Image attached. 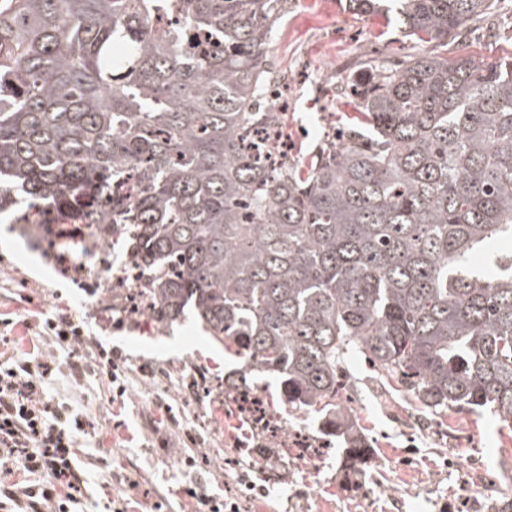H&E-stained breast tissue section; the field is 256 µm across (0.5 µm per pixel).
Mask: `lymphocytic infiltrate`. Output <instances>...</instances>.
Here are the masks:
<instances>
[{"mask_svg":"<svg viewBox=\"0 0 512 512\" xmlns=\"http://www.w3.org/2000/svg\"><path fill=\"white\" fill-rule=\"evenodd\" d=\"M13 319L0 320V512H76L87 491L78 466L82 441L95 424L79 406L49 399L46 386L61 363L80 370L96 367L118 382L121 371L111 353H90L86 328L75 316L40 312L23 324L48 354L7 353Z\"/></svg>","mask_w":512,"mask_h":512,"instance_id":"lymphocytic-infiltrate-1","label":"lymphocytic infiltrate"}]
</instances>
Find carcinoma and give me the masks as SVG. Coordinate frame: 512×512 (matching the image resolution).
Wrapping results in <instances>:
<instances>
[{
  "label": "carcinoma",
  "instance_id": "carcinoma-1",
  "mask_svg": "<svg viewBox=\"0 0 512 512\" xmlns=\"http://www.w3.org/2000/svg\"><path fill=\"white\" fill-rule=\"evenodd\" d=\"M283 0H0V211L122 235L137 307L188 315L321 415L356 474L373 449L337 403L356 350L433 412L512 424V58L426 53L361 83L359 125L306 171L280 151L265 50ZM492 0H348L431 43ZM179 13L212 45L154 26ZM495 247V269L472 264Z\"/></svg>",
  "mask_w": 512,
  "mask_h": 512
}]
</instances>
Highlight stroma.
Returning a JSON list of instances; mask_svg holds the SVG:
<instances>
[{
    "instance_id": "obj_1",
    "label": "stroma",
    "mask_w": 512,
    "mask_h": 512,
    "mask_svg": "<svg viewBox=\"0 0 512 512\" xmlns=\"http://www.w3.org/2000/svg\"><path fill=\"white\" fill-rule=\"evenodd\" d=\"M429 51L451 59L466 52L488 64L512 55V0H494L489 16L474 18L460 40L446 44L355 17L340 0H287L266 59L290 90L289 156L309 162L327 136L357 125L354 104L331 100L326 88ZM126 247L120 239L83 252L89 274L79 282L56 262L71 247L44 225L0 223V315L17 321L13 351L33 350L19 323L27 309L15 293L22 287L47 312L61 309L87 325L124 371L121 395L108 380L66 367L48 385L56 402L84 400L96 424L84 443L96 462L86 472L95 512L112 496L125 512H199L186 493L192 485L237 512H492L512 502V428L486 410L432 413L358 353L343 370L345 407L373 448L359 473L346 475L342 441L322 435L315 414L289 413L273 378L255 379L252 393L288 433L247 423L232 383L237 362L199 320L165 328L130 312V289L118 281ZM190 455L205 465L187 467ZM249 481L264 494L251 495ZM486 481L499 483L501 494L472 493Z\"/></svg>"
}]
</instances>
